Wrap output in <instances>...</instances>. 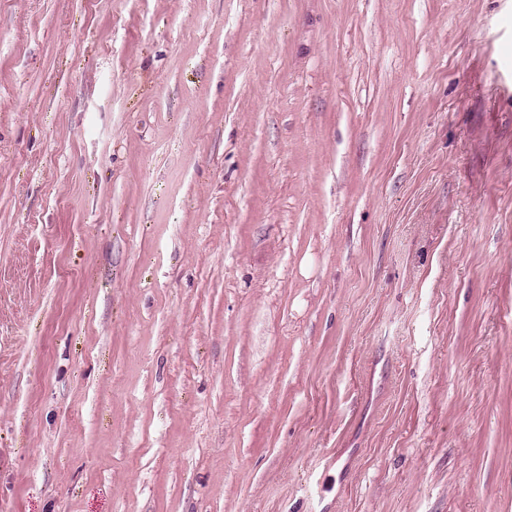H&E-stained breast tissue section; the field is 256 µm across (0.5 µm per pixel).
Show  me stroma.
Returning a JSON list of instances; mask_svg holds the SVG:
<instances>
[{
  "label": "stroma",
  "instance_id": "obj_1",
  "mask_svg": "<svg viewBox=\"0 0 512 512\" xmlns=\"http://www.w3.org/2000/svg\"><path fill=\"white\" fill-rule=\"evenodd\" d=\"M0 512H512V0H0Z\"/></svg>",
  "mask_w": 512,
  "mask_h": 512
}]
</instances>
